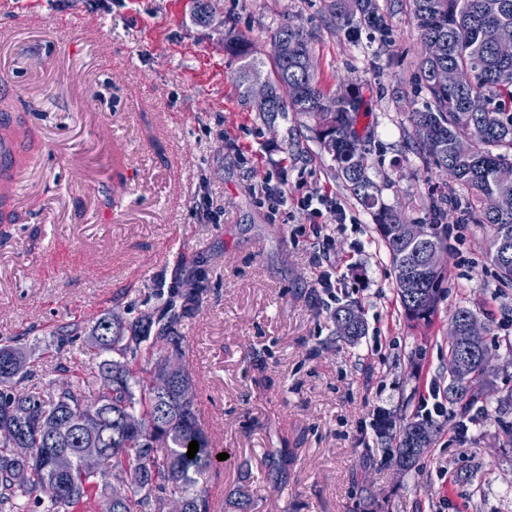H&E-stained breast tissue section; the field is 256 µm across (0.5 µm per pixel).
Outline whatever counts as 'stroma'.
<instances>
[{
  "instance_id": "stroma-1",
  "label": "stroma",
  "mask_w": 512,
  "mask_h": 512,
  "mask_svg": "<svg viewBox=\"0 0 512 512\" xmlns=\"http://www.w3.org/2000/svg\"><path fill=\"white\" fill-rule=\"evenodd\" d=\"M327 0H0V119L28 130L16 166L40 159L0 208V337L35 345L30 367L62 383L59 357L84 370L96 352L53 331L133 318L170 286L205 272L207 291L181 332L196 403L227 454L205 488L220 512H512V407L495 378L467 414V436L433 418L418 469L382 456L378 413L419 415L430 387L447 391L449 317L472 310L497 354L512 346V286L493 265L488 225L447 208L448 267L429 323L403 315L389 255L371 215L336 175L312 121H266L236 82L224 36L258 58L290 21L311 34L326 96L356 87L369 111L363 149L381 200L429 222L447 180L424 166L404 129L418 28L399 0H379L386 30L350 35ZM83 18L60 28L59 17ZM280 185L288 204L260 192ZM330 203L313 212L309 193ZM346 212L336 222V206ZM330 277V288L320 286ZM354 302L367 330L352 343L332 313Z\"/></svg>"
}]
</instances>
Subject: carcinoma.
<instances>
[{
    "mask_svg": "<svg viewBox=\"0 0 512 512\" xmlns=\"http://www.w3.org/2000/svg\"><path fill=\"white\" fill-rule=\"evenodd\" d=\"M408 2L421 43H440L436 57L419 55L415 78L426 102L408 113V138L416 145L424 141L425 162L451 170L454 185L465 193L468 214L478 212L479 223L492 230V246L498 250L494 264L501 281L512 285V213L493 214L482 207L483 197L499 189L495 168L512 164V60H500L487 38L491 30L512 33V0ZM327 10L350 35L383 26L378 0H328ZM282 38L288 41V55L278 53L266 63L254 56L249 39L225 36V51L242 61L236 76L239 87L246 93L253 75H267L271 98L256 111L272 119L299 112L314 120L317 136H336L333 157L339 174L371 214L394 275L406 268L422 282L420 296L398 294L405 317L429 321L445 273L423 268L422 248L410 245L404 226L394 222L368 175L365 154L357 147L358 119L366 111L362 95L355 89L347 99H336V110L324 108L326 95L315 73L300 64L310 52V34L286 22L271 40ZM444 67L472 70L473 82L454 91L439 86L436 75ZM446 205L445 195L429 224L428 244L439 248L445 247L440 220ZM204 291L198 278L189 288L170 289L153 312L128 321L110 314L98 319L87 339L99 362L59 388L36 380L20 339L0 338V512H38L46 498L47 512H86L93 501L98 502L97 512H168L173 497L185 503V512H214L206 491L197 486L219 464L220 451L201 426L196 402L183 398L182 385L194 386L193 376L184 370L164 394L153 385L169 356L185 357L182 321ZM333 319L340 337L356 340L365 334L364 318L353 304L336 307ZM489 354L482 336L450 340L449 391L455 399L467 396L468 405L475 404L479 395L471 389L476 384L512 369V346L497 366L487 363ZM133 415L145 418L150 429L139 433L126 424ZM42 425L50 433L42 434ZM431 433L432 423L424 419L412 418L400 426L396 446L388 449L391 464L399 471L415 468L420 445L430 444ZM193 440L199 450L189 459L186 453ZM15 448L32 449L31 459L17 457ZM82 448L102 449L98 472L84 471ZM23 469L28 477L19 482L16 473Z\"/></svg>",
    "mask_w": 512,
    "mask_h": 512,
    "instance_id": "1",
    "label": "carcinoma"
}]
</instances>
